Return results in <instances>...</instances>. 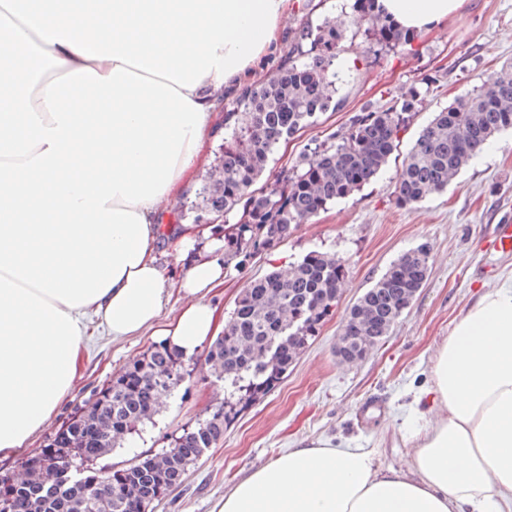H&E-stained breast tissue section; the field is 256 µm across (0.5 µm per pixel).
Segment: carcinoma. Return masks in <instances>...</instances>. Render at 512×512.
<instances>
[{
    "instance_id": "1",
    "label": "carcinoma",
    "mask_w": 512,
    "mask_h": 512,
    "mask_svg": "<svg viewBox=\"0 0 512 512\" xmlns=\"http://www.w3.org/2000/svg\"><path fill=\"white\" fill-rule=\"evenodd\" d=\"M351 12L301 23L286 51L261 81L245 86L224 116V141L198 192L197 211L227 214L242 208L240 222L224 225V260L240 266L285 242L296 227L343 199L385 168L399 133L413 121L423 99L416 83L382 109H364L344 130L314 141L286 174L255 187L273 152L320 114L343 106L338 86L354 79L336 64L351 30L372 41L365 55L403 50L405 33L375 9V0H354ZM512 130V66L493 73L469 96L438 112L419 132L397 174L394 195L401 207L448 188L497 135ZM429 250L419 245L398 257L346 312L336 358L351 364L381 344L423 287ZM348 280L335 254L310 252L286 269L251 280L239 295L222 335L210 344L205 364L224 379V403L187 427L169 448L139 455L120 468L95 467L138 425L161 409L159 395L190 377L183 356L153 345L90 405L74 413L59 435L69 443L54 463L30 459L22 473L0 475L11 484L0 493V512H151L181 487L188 468L224 440V429L273 389L333 314ZM274 351H269V346ZM75 477L50 492L59 471Z\"/></svg>"
}]
</instances>
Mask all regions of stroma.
<instances>
[{
	"label": "stroma",
	"mask_w": 512,
	"mask_h": 512,
	"mask_svg": "<svg viewBox=\"0 0 512 512\" xmlns=\"http://www.w3.org/2000/svg\"><path fill=\"white\" fill-rule=\"evenodd\" d=\"M345 5L346 0H327L323 12L302 5L281 17L278 40L261 74L277 64L286 34L302 20L319 22L322 14L340 13ZM364 48L359 35L345 43L340 62L355 68L356 78L343 87L340 110L322 114L299 137L280 145L269 169L275 175L287 171L306 144L344 129L364 107L388 106L400 91L431 78V90L401 131L389 166L360 191L300 224L288 241L245 266H231L223 284L207 295L220 321H227L250 280L319 251L338 255L347 265L348 282L339 305L285 378L228 425L223 441L190 467L183 485L156 503L153 512H214L225 492L250 470L315 439L374 448L381 467L409 468L414 431L423 421L435 422L445 414L440 403L426 406L418 401L431 385L437 350L480 296L512 276V254L487 248L494 225L512 222V131L499 135L443 193L409 208L399 207L394 197L396 172L435 112L466 97L493 70L512 65V0H466L456 14L418 31L408 51H383L367 60ZM237 93V88H225L188 183L170 198L167 215L172 223H192V216H179L177 209L195 199L224 136V112ZM422 244L430 250L431 268L411 307L371 353L352 365H339L336 343L347 309L397 257ZM90 329L76 388L26 448L0 459V473L18 470L22 461L41 452L73 411L93 402L156 342L148 332L115 341L98 323ZM185 364L189 379L168 394L151 421L113 449L106 464L119 466L135 455L168 448L172 438L223 402L224 380L205 366L203 353L186 358Z\"/></svg>",
	"instance_id": "obj_1"
}]
</instances>
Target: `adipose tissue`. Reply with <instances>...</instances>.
<instances>
[{
	"label": "adipose tissue",
	"instance_id": "ef3b65f1",
	"mask_svg": "<svg viewBox=\"0 0 512 512\" xmlns=\"http://www.w3.org/2000/svg\"><path fill=\"white\" fill-rule=\"evenodd\" d=\"M465 0H379L424 30ZM292 0H0V457L77 380L88 319L193 355L218 330L205 295L227 266L209 224H165L224 86L275 47ZM205 248L169 299L156 247ZM448 414L414 435L412 471L372 448L310 444L253 470L218 512H512V281L437 351Z\"/></svg>",
	"mask_w": 512,
	"mask_h": 512
}]
</instances>
